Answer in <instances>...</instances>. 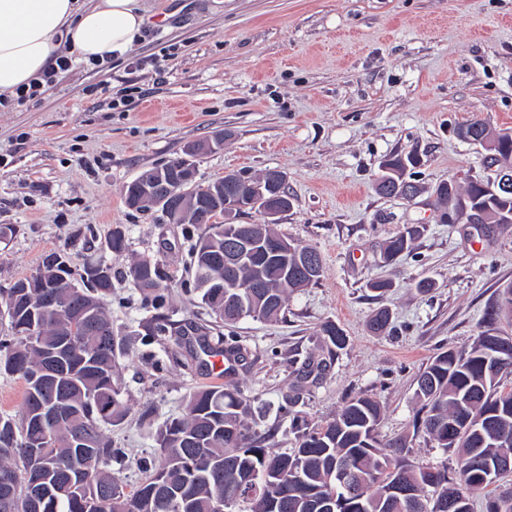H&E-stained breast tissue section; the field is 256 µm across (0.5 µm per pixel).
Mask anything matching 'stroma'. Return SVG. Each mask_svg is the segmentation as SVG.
<instances>
[{
    "mask_svg": "<svg viewBox=\"0 0 512 512\" xmlns=\"http://www.w3.org/2000/svg\"><path fill=\"white\" fill-rule=\"evenodd\" d=\"M156 9L138 41L108 63L74 62L39 101L0 104V288L28 276L45 254L111 266L106 302L115 329L131 335L119 358L121 425L107 427L125 449L122 484L135 486L157 460L151 427L180 414L208 384L206 368L176 365L166 344L136 337L148 312L126 272L136 260L160 264L176 326L207 323L193 289L189 236L161 210L125 204L142 173L186 157L192 144L223 137L220 149L191 159L200 183L231 173L279 172L292 206L277 229L323 258L318 282L290 294L277 322L244 319L224 329L247 347L229 380L277 427L276 451L296 440L277 407L296 379L292 359L319 352L321 324L340 326L348 344L320 379L304 382L299 408L309 425L345 401L375 396L381 438L407 437L416 462L456 455L416 429L418 374L441 351L468 349L486 309L512 285V224L443 218V181L465 189L484 173L479 149L458 135L482 120L512 130V0H151ZM414 152L420 193L377 194L379 165ZM126 228L128 249L104 239ZM423 226L411 252L387 262L385 241ZM433 286L422 293L417 281ZM385 279L384 295L370 288ZM385 333L368 331L377 309Z\"/></svg>",
    "mask_w": 512,
    "mask_h": 512,
    "instance_id": "obj_1",
    "label": "stroma"
}]
</instances>
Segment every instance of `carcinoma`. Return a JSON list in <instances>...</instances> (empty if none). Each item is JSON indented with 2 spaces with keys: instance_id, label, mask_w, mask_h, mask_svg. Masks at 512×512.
I'll use <instances>...</instances> for the list:
<instances>
[{
  "instance_id": "carcinoma-1",
  "label": "carcinoma",
  "mask_w": 512,
  "mask_h": 512,
  "mask_svg": "<svg viewBox=\"0 0 512 512\" xmlns=\"http://www.w3.org/2000/svg\"><path fill=\"white\" fill-rule=\"evenodd\" d=\"M481 133L478 147L492 154L486 163L512 168V132L492 138L484 129ZM418 166L420 159L414 153L390 158L381 166L377 190L385 196L404 195L405 188L412 186L406 172ZM465 195L470 206L483 214V223L512 222V192L492 186L487 179L468 182ZM184 223L200 229L189 247L194 289L226 327L245 318L277 319L288 295L321 275V255L291 240L293 251L265 263L263 280L257 284L255 265L262 251L257 249L237 263L227 260L226 250L243 225L226 217L212 222L193 211L187 212ZM419 235V227L410 226L389 238L384 258L391 260L408 250ZM105 245L115 253L125 251L126 229L113 225ZM58 255V251L46 254L35 273L0 289V314L10 323V332L0 336V373L18 375L26 386L19 418H0V473L8 472L17 481L7 491L0 489V512H216V506L246 478L254 493L244 498L241 512H314L311 498L316 496L336 498L335 512H472L471 495L502 479L498 462L504 448L499 438L512 437V383L503 378L512 375V350H500L503 336L486 329L470 349L439 353L417 379L416 399L421 404L417 430L443 451H457L456 468L451 471L444 461L410 460L409 445L402 438L380 439L383 406L371 395L354 396L324 425L308 426L296 410L297 385L278 407L280 416L290 421L297 447L274 452L276 429L260 428L262 408L252 406L239 386L226 382L195 389L186 397L181 415L155 427L159 462L148 468L136 487L125 490L112 465L122 463L126 451L114 447L106 433L107 426L122 423L129 412L116 370L130 339L114 330L103 304L112 295V268L88 262L75 282L71 268L50 263ZM312 255L317 258L315 268L307 260ZM99 270L104 275L93 276ZM128 276L150 309L139 335L145 343H153L174 326L162 271L157 263L139 259ZM212 277L224 281L223 295L207 286ZM42 279L54 287L43 293L24 287ZM501 315L512 319V287L503 289L488 320ZM199 330V345L184 338L190 361L202 365L201 355L217 352L231 364L249 358L244 346L226 344L221 336L213 342L208 328ZM64 334L70 335L71 362L61 385L71 412L46 440L34 416L38 392L32 376L43 368L46 352ZM319 335L326 356L307 358L301 379L313 372L322 375L327 358L347 342L343 329L331 321L321 325ZM79 434L92 440L83 477L93 486L95 500L52 488L31 499L25 490L30 452L38 449L51 482L63 484L76 452L72 442ZM398 478L413 489L414 502L391 492ZM450 483L454 493L465 498L466 510H458L448 496ZM485 512H512V494L486 500Z\"/></svg>"
}]
</instances>
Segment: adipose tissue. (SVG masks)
Wrapping results in <instances>:
<instances>
[{"label":"adipose tissue","instance_id":"ef3b65f1","mask_svg":"<svg viewBox=\"0 0 512 512\" xmlns=\"http://www.w3.org/2000/svg\"><path fill=\"white\" fill-rule=\"evenodd\" d=\"M142 0H0V95L40 78L57 52L90 62L130 47Z\"/></svg>","mask_w":512,"mask_h":512}]
</instances>
